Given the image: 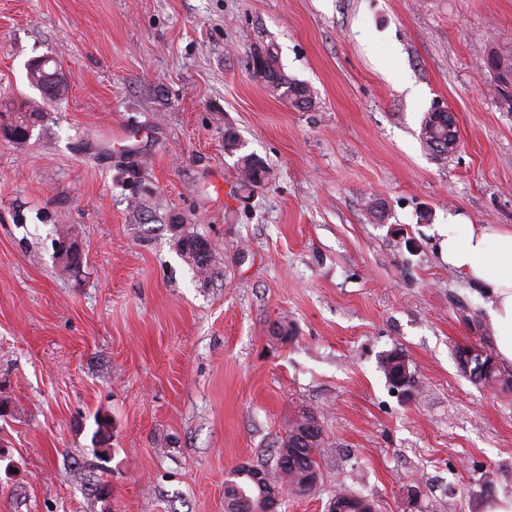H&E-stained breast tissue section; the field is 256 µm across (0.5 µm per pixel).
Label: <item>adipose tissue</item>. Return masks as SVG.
I'll use <instances>...</instances> for the list:
<instances>
[{
    "instance_id": "adipose-tissue-1",
    "label": "adipose tissue",
    "mask_w": 512,
    "mask_h": 512,
    "mask_svg": "<svg viewBox=\"0 0 512 512\" xmlns=\"http://www.w3.org/2000/svg\"><path fill=\"white\" fill-rule=\"evenodd\" d=\"M438 233L442 261L487 286L495 353L501 362L512 364V229L451 222Z\"/></svg>"
}]
</instances>
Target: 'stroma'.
I'll return each mask as SVG.
<instances>
[{
	"mask_svg": "<svg viewBox=\"0 0 512 512\" xmlns=\"http://www.w3.org/2000/svg\"><path fill=\"white\" fill-rule=\"evenodd\" d=\"M264 48L312 109L250 73ZM496 48L512 0H0V113L46 114L0 139V512H224L228 473L272 462L304 409L320 479L279 512H326L341 488L377 512L512 497V392L454 356L489 298L435 230L512 226ZM44 57L65 99L30 85ZM436 106L456 119L445 158L419 138ZM228 131L263 187L242 186ZM393 351L408 390L381 367ZM44 119V112L39 107L28 106L25 110L13 112L9 127L12 131L10 140L15 143H21L27 139L32 130Z\"/></svg>",
	"mask_w": 512,
	"mask_h": 512,
	"instance_id": "1",
	"label": "stroma"
}]
</instances>
